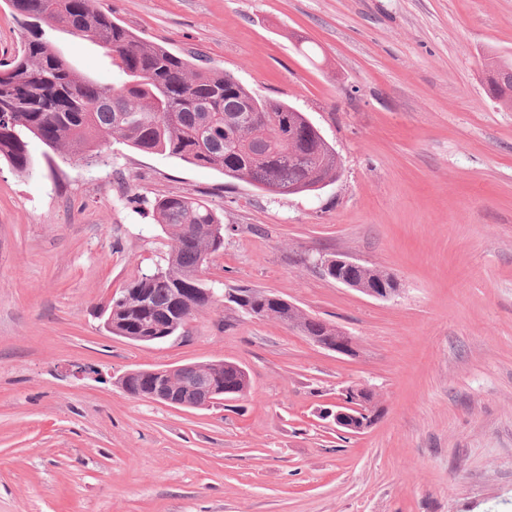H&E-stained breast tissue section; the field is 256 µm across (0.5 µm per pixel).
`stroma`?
I'll return each mask as SVG.
<instances>
[{
    "instance_id": "1",
    "label": "stroma",
    "mask_w": 512,
    "mask_h": 512,
    "mask_svg": "<svg viewBox=\"0 0 512 512\" xmlns=\"http://www.w3.org/2000/svg\"><path fill=\"white\" fill-rule=\"evenodd\" d=\"M136 34L194 50L298 108L339 179L271 195L121 144L87 166L0 161V512H512V110L486 93L512 58V0H95ZM71 63L116 82L96 44L52 27ZM224 219L207 279L259 288L353 336L321 348L215 304L159 345L99 310L168 250L155 197ZM342 254L391 273L379 300L326 277ZM243 366L207 409L130 397L137 368ZM365 386L361 435L322 418Z\"/></svg>"
}]
</instances>
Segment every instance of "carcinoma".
Returning a JSON list of instances; mask_svg holds the SVG:
<instances>
[{"instance_id":"obj_1","label":"carcinoma","mask_w":512,"mask_h":512,"mask_svg":"<svg viewBox=\"0 0 512 512\" xmlns=\"http://www.w3.org/2000/svg\"><path fill=\"white\" fill-rule=\"evenodd\" d=\"M16 18L29 22L47 15L74 37L99 44L112 58L120 80L101 84L75 68L36 32L7 67L20 82L0 85V159L21 175L35 161L29 139L87 164L100 160V141L180 159L241 180L272 195L313 194L335 182L336 152L302 112L279 99H263L227 71H218L195 51L174 52L147 41L94 7L93 0H7ZM486 86L505 108H512V61L493 57ZM152 216L169 239L168 251L148 274L134 279L112 298L111 334L179 336L193 317L212 306L214 286L201 278L208 259L224 245V220L207 202L186 194L157 198ZM362 288H396L389 273L365 265L354 268ZM256 319H275L305 336L336 342V326L302 315L274 293L238 288ZM208 371L219 375L223 398L244 394L247 386L233 362L215 360L174 370V381H159L147 369L130 376L124 391L141 397L193 383Z\"/></svg>"}]
</instances>
